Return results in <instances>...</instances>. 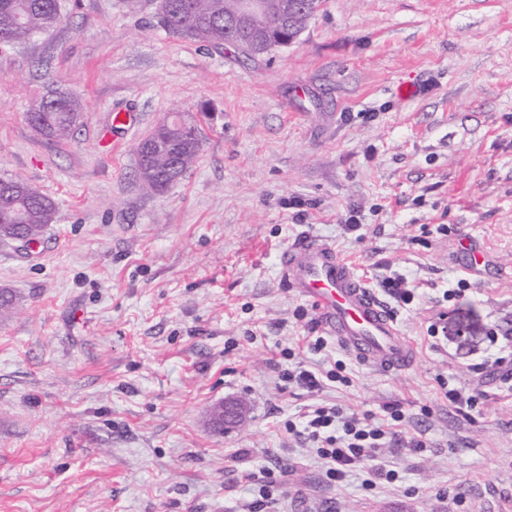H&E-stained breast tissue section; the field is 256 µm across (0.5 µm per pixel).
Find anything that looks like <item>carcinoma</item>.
I'll list each match as a JSON object with an SVG mask.
<instances>
[{
  "label": "carcinoma",
  "mask_w": 512,
  "mask_h": 512,
  "mask_svg": "<svg viewBox=\"0 0 512 512\" xmlns=\"http://www.w3.org/2000/svg\"><path fill=\"white\" fill-rule=\"evenodd\" d=\"M235 0H160L158 24L166 32L214 46H231L248 58L260 56L252 42V24L224 28V13ZM61 22L59 0H0V47L22 43ZM79 97L55 92L32 101L28 120L42 136L57 142L71 138L81 119ZM201 151L197 130L170 113L137 146L142 189L160 193L181 178ZM55 217L54 202L20 177L0 179V230L38 240Z\"/></svg>",
  "instance_id": "carcinoma-1"
}]
</instances>
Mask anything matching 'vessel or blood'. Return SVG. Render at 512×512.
Returning <instances> with one entry per match:
<instances>
[{
	"label": "vessel or blood",
	"instance_id": "vessel-or-blood-1",
	"mask_svg": "<svg viewBox=\"0 0 512 512\" xmlns=\"http://www.w3.org/2000/svg\"><path fill=\"white\" fill-rule=\"evenodd\" d=\"M280 269L290 288L314 305L321 325L344 351L385 372L414 362L412 345L384 304L334 247L304 235L282 252Z\"/></svg>",
	"mask_w": 512,
	"mask_h": 512
}]
</instances>
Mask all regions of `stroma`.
Instances as JSON below:
<instances>
[{"instance_id":"1","label":"stroma","mask_w":512,"mask_h":512,"mask_svg":"<svg viewBox=\"0 0 512 512\" xmlns=\"http://www.w3.org/2000/svg\"><path fill=\"white\" fill-rule=\"evenodd\" d=\"M157 5L60 0L51 33L0 48V177L56 206L37 246L0 241L16 297L0 512H252L263 485L266 512H512V377L493 365L512 353V0H321L255 60L168 35ZM53 90L83 103L67 142L27 119ZM118 111L138 124L112 129ZM172 112L196 122L200 156L148 194L136 146ZM305 234L372 290L407 279L417 298L393 313L412 367L308 350L318 313L278 268ZM464 239L485 266L464 268ZM296 361L350 382H284ZM444 379L478 405L450 406ZM223 402L243 419L219 431ZM389 403L405 412L379 451L390 483L366 466L329 481L284 427L313 404L380 418Z\"/></svg>"}]
</instances>
